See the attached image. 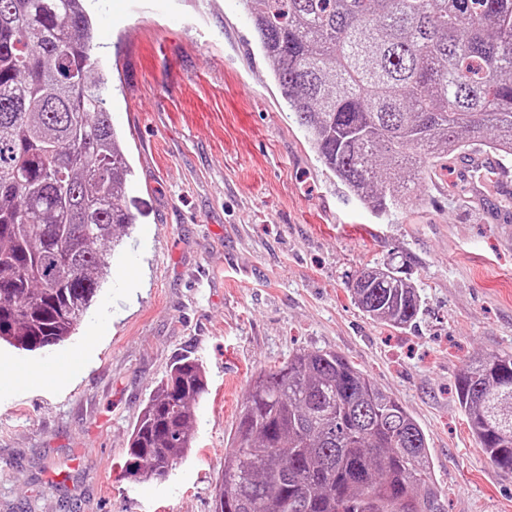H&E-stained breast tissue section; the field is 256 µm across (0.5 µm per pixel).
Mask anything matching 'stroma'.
<instances>
[{
	"label": "stroma",
	"instance_id": "stroma-1",
	"mask_svg": "<svg viewBox=\"0 0 512 512\" xmlns=\"http://www.w3.org/2000/svg\"><path fill=\"white\" fill-rule=\"evenodd\" d=\"M106 107L144 214L73 336L0 346V512H214L253 376L299 350L334 351L423 429L446 512H512L461 413L470 360L512 355V234L448 190L378 215L348 196L277 85L242 0H86ZM391 265L423 302L397 331L350 298ZM202 364L193 446L167 476L122 478L129 435L180 358ZM53 359L70 371L44 374ZM42 370L18 389L3 375Z\"/></svg>",
	"mask_w": 512,
	"mask_h": 512
}]
</instances>
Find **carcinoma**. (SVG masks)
Returning a JSON list of instances; mask_svg holds the SVG:
<instances>
[{
	"label": "carcinoma",
	"instance_id": "obj_1",
	"mask_svg": "<svg viewBox=\"0 0 512 512\" xmlns=\"http://www.w3.org/2000/svg\"><path fill=\"white\" fill-rule=\"evenodd\" d=\"M288 108L320 161L378 213L476 147L512 156V0H243ZM82 0H0V341L63 342L111 275L139 200L91 80ZM352 295L371 319L414 324L421 300L390 270ZM224 457L215 512H445L416 419L343 356L299 350L261 371ZM205 371L176 361L120 464L162 474L191 447ZM456 396L492 466L512 471V355L471 361Z\"/></svg>",
	"mask_w": 512,
	"mask_h": 512
}]
</instances>
